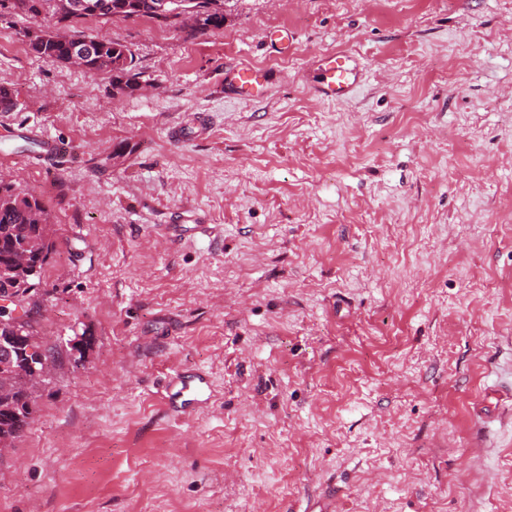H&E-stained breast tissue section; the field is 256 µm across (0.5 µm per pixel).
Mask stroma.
Returning a JSON list of instances; mask_svg holds the SVG:
<instances>
[{"label":"stroma","instance_id":"35a3bbf8","mask_svg":"<svg viewBox=\"0 0 512 512\" xmlns=\"http://www.w3.org/2000/svg\"><path fill=\"white\" fill-rule=\"evenodd\" d=\"M61 29L0 0V178L49 216L56 355L0 512H512V0L84 21L132 51L123 97L30 52ZM338 51L361 82L328 102ZM359 85V67L345 53L324 58L316 92L324 99L341 100L350 96ZM231 84L240 94H250L259 91L261 74L252 68H235L228 75Z\"/></svg>","mask_w":512,"mask_h":512}]
</instances>
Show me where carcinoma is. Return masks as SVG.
I'll return each instance as SVG.
<instances>
[{"label":"carcinoma","instance_id":"cac0c4a2","mask_svg":"<svg viewBox=\"0 0 512 512\" xmlns=\"http://www.w3.org/2000/svg\"><path fill=\"white\" fill-rule=\"evenodd\" d=\"M83 9L70 10L71 0H13L15 10L31 16L49 11L60 22L68 23L70 32H47L30 39V50L39 58L62 65L72 64L73 49L85 44L88 37L77 26L87 19L107 22L114 18L146 17L170 29L185 27L179 15L160 16L158 0H80ZM226 0H193V22L190 29L204 33L224 27ZM86 71L112 75L115 95H127L140 87L135 72L133 54L119 41L99 42L84 60ZM53 250L49 224L42 203L14 184L0 180V284L16 290L19 300L25 301L40 294V279ZM15 336L20 341L11 366L0 374V441L14 443L29 427L28 416L35 412L34 388L30 381V363L42 357L32 323L16 326L0 322V339Z\"/></svg>","mask_w":512,"mask_h":512}]
</instances>
